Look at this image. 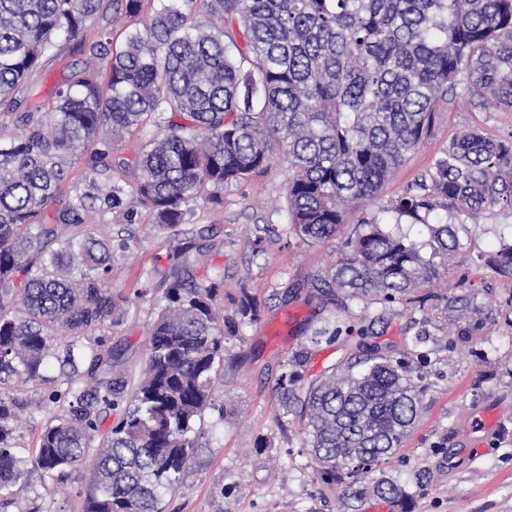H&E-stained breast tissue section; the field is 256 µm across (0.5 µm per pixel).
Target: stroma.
<instances>
[{
	"mask_svg": "<svg viewBox=\"0 0 512 512\" xmlns=\"http://www.w3.org/2000/svg\"><path fill=\"white\" fill-rule=\"evenodd\" d=\"M112 0H101L85 23L80 41L95 40L112 26ZM80 41L64 44L56 57L43 59L23 85L22 94L51 104L57 84L82 66ZM476 129L494 140H512V110L483 106L465 93L440 105L425 141L389 178L374 203L349 213V221L390 205L415 183L427 179L436 159L460 132ZM112 171L92 172L86 161L68 171L57 197L45 209L54 218L91 182L105 183ZM288 166L274 153L259 176L224 187L220 206L197 204L190 226L201 232L208 249L209 272L219 273L217 307L232 315L242 294L257 310L224 344V361L213 387V400L196 426V446L188 468L173 492L162 498L163 512H346L341 493H331L317 479L306 437L297 419L283 415L274 387L282 363L308 349L305 378L312 379L345 355V338L310 344L312 330L331 313H341L346 327L363 325L362 308L345 304L343 294L325 296L317 280L336 261L340 239L312 244L298 239L266 242L253 252L245 241L252 224L285 226ZM84 228L112 238V291L122 295L124 316L103 329L106 345L119 350V367L136 386L150 340V324L162 303L167 257L174 242L142 211L134 222L91 207ZM451 225L459 249L449 251L439 268L449 287L466 285L493 306L481 336L445 344L432 355L423 375L419 418L385 473L410 493L407 507L370 495L357 512H512V277L484 265L469 264L470 253L492 251L500 236L512 234V208L500 204L471 214L437 205L427 224H403L422 245L433 242L431 228ZM142 296H135V289ZM379 321L372 340L397 353L412 349L422 317L415 305H373ZM57 362H50L42 382L12 388L19 406L15 422L16 453L29 459L48 421L68 406L56 396ZM433 472L417 482L419 471ZM88 473L76 469L57 480L31 471L19 496L21 512H83Z\"/></svg>",
	"mask_w": 512,
	"mask_h": 512,
	"instance_id": "stroma-1",
	"label": "stroma"
}]
</instances>
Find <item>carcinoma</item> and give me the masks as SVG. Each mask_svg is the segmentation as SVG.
I'll return each mask as SVG.
<instances>
[{
    "instance_id": "cac0c4a2",
    "label": "carcinoma",
    "mask_w": 512,
    "mask_h": 512,
    "mask_svg": "<svg viewBox=\"0 0 512 512\" xmlns=\"http://www.w3.org/2000/svg\"><path fill=\"white\" fill-rule=\"evenodd\" d=\"M144 3L112 7L134 18ZM99 4L0 0L1 113L22 106L20 82L58 38H78ZM84 53L88 65L64 79L48 112L33 103L20 131L0 136V512L17 505L29 473L14 453L4 390L44 380L52 358L72 401L43 429L35 469L53 478L88 467L83 512H163L162 493L176 489L195 422L211 405L224 329L255 315L245 299L231 318L216 309L214 284L197 274L205 246L180 226L198 202L223 204L224 185L265 171L275 147L288 164V233L311 243L343 238L324 287L365 309L416 297L423 317L413 345L425 348L405 360L360 341L307 383L298 371L307 355L298 352L278 379L280 405L299 418L329 490L405 503L382 465L419 415L422 371L443 340L480 335L492 311L468 292H437L439 258L458 247L450 225L433 229L426 255L376 214L353 224L347 216L377 198L457 89L512 107V0H171L121 44L104 30ZM144 132L131 156L113 154L117 139ZM89 142L100 145L92 169L133 174L131 189L97 185L46 223V206ZM435 199L466 212L512 206V142L474 129L454 138L430 181L393 203L395 224L404 216L426 223ZM89 201L130 223L146 210L176 236L166 305L132 390L115 370L118 351L81 343L116 324L112 239L88 232L61 240L55 229L82 223ZM273 232L255 224L247 242L258 247ZM475 261L512 276V237ZM338 323L324 319L312 342L337 337ZM64 334L70 341L59 355ZM120 404L122 419L94 445L102 413Z\"/></svg>"
}]
</instances>
